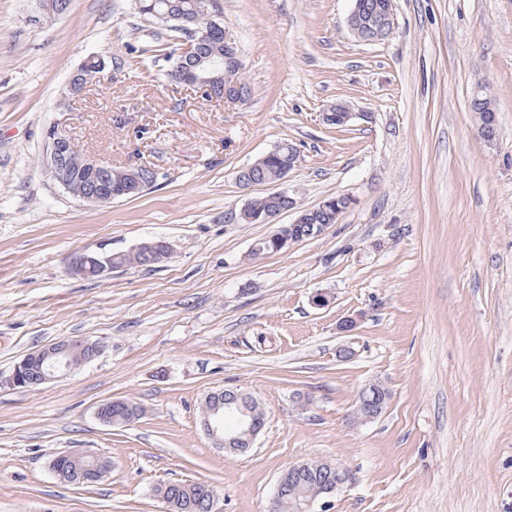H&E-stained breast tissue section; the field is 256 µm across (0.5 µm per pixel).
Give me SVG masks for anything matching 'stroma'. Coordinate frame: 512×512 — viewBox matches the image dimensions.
<instances>
[{"instance_id":"obj_1","label":"stroma","mask_w":512,"mask_h":512,"mask_svg":"<svg viewBox=\"0 0 512 512\" xmlns=\"http://www.w3.org/2000/svg\"><path fill=\"white\" fill-rule=\"evenodd\" d=\"M394 5V35L367 44L348 28L352 0H224L249 94L218 104L172 94L134 0L59 15L0 0V379L61 338L105 345L40 388H0V512H167L155 489L183 479L214 487L223 512H271L280 475L320 459L350 479L316 512H512V0ZM96 55L99 81L67 97ZM482 86L491 143L470 107ZM339 101L356 118L323 124ZM53 126L113 166L153 167L154 187L101 207L72 196L43 164ZM284 142L300 151L282 185L299 206L354 203L323 235L253 260L296 213L242 223L270 188L237 176ZM156 237L169 262L69 272L78 252ZM375 382L387 404L358 420ZM227 388L265 413L239 455L201 426L205 396ZM115 399L141 415L103 423ZM63 451L104 454L112 471L61 484Z\"/></svg>"}]
</instances>
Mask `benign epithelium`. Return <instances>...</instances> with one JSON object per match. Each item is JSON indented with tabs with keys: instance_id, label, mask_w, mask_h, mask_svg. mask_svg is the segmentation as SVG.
<instances>
[{
	"instance_id": "obj_1",
	"label": "benign epithelium",
	"mask_w": 512,
	"mask_h": 512,
	"mask_svg": "<svg viewBox=\"0 0 512 512\" xmlns=\"http://www.w3.org/2000/svg\"><path fill=\"white\" fill-rule=\"evenodd\" d=\"M381 29L392 35L396 18L393 3L389 2L378 10ZM209 33L200 34L191 32L190 37L184 41L180 54L187 60L198 54L199 45L207 40ZM236 44L230 36H224V76L201 77L193 69L178 78L184 87L193 90L204 83L224 79V94L217 97L220 102H240L245 99L246 92L234 76L236 63L239 62ZM105 67L104 58L95 56L84 63L72 75L68 92L73 98L81 97L93 83L97 82ZM355 113L344 103H336L321 113V121L329 124L336 122L346 125ZM71 138L64 129L56 126L50 128L46 135V150L43 161L46 168L52 173L54 180L63 188L69 185V168L67 156L70 150ZM82 166L92 179L81 197V200L93 205H109L112 200L136 189L137 177L131 173L117 170L112 162L98 158L88 152L83 153ZM145 263L149 266L167 261L172 253V244L164 238L150 239L136 246ZM115 268L112 267V252L93 251L82 252L76 255L71 262L70 273L83 279L103 281L108 279ZM103 345L90 338H62L24 356L15 364L9 378L0 380V387L7 386L13 389L32 390L62 375L70 373L87 364L103 353ZM248 398L236 395L224 401L222 409L224 415L202 421L203 429L214 441V444L230 454H241L251 448L257 437V430L253 421L249 420L251 412L248 409ZM232 417L239 424L240 432L236 435L224 434V419ZM67 456L72 459L91 458L93 464L94 480H100L109 472L112 465L106 462V457L88 453L69 452Z\"/></svg>"
}]
</instances>
